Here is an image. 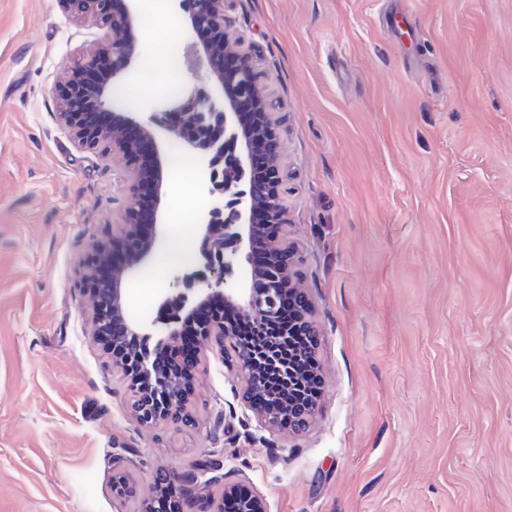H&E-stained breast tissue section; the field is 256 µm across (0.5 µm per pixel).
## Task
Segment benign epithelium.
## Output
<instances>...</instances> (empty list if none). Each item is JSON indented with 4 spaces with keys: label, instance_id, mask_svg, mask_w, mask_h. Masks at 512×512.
Masks as SVG:
<instances>
[{
    "label": "benign epithelium",
    "instance_id": "benign-epithelium-1",
    "mask_svg": "<svg viewBox=\"0 0 512 512\" xmlns=\"http://www.w3.org/2000/svg\"><path fill=\"white\" fill-rule=\"evenodd\" d=\"M188 13L189 28L203 33L202 47L208 77L219 89L214 95L196 88L189 94L159 106L153 112H131L112 104L113 88L120 85L142 55L137 37L139 0H58L62 11L98 25L100 35L82 57L65 67L60 88L63 124L83 148L108 145L115 159L129 167L132 202L118 236L101 242L82 264L86 291L92 300L93 335L112 351V364L124 381L130 398L139 401L147 414L138 415L150 427L154 422L184 421L198 371L197 360L208 350L224 351L235 336L216 316L204 327L200 343L188 356L180 355L182 335L193 314L212 300L234 306L245 324H260L278 305L296 316L294 332L313 337L320 332L312 318L311 302L298 288L294 267L295 249L287 241L288 218L280 206L281 151L276 120L264 91L251 85L254 73L249 55L239 40L229 36L231 21L224 0H170ZM176 131L190 145L205 168L200 191L209 200L198 215L200 267L186 269L166 289L156 316L149 322L130 315L125 286L136 270L154 254L163 236L159 209L167 195L165 168L157 143L156 128ZM263 215L270 233L264 243L272 288H256L255 270L229 284L241 257H249L257 245L256 212ZM153 224L145 237L140 227ZM257 355L237 351L232 364L241 374V399L261 428L284 427L293 433L307 429L318 400H306L299 390L323 386L322 375H301L288 369V399L269 412L267 394L258 380ZM220 464H192L178 475L158 474L156 488L196 505L204 487L213 489L203 512H224V501L246 486L230 471L217 474ZM238 512H269L267 500L258 493L238 500Z\"/></svg>",
    "mask_w": 512,
    "mask_h": 512
}]
</instances>
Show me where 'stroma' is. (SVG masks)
Segmentation results:
<instances>
[{
  "mask_svg": "<svg viewBox=\"0 0 512 512\" xmlns=\"http://www.w3.org/2000/svg\"><path fill=\"white\" fill-rule=\"evenodd\" d=\"M391 3L411 26L383 24ZM224 10L278 120L296 279L322 333L316 419L295 436L260 428L216 351L192 425L138 423L81 279L124 221L127 168L59 119L63 69L99 30L57 0H0V512H137L155 472L210 454L270 512H512V0ZM186 21L140 16L116 105L210 87ZM159 142L167 175L188 176V220L165 204L159 247L182 246L128 282L140 320L193 267L206 206L178 162L193 149Z\"/></svg>",
  "mask_w": 512,
  "mask_h": 512,
  "instance_id": "1",
  "label": "stroma"
}]
</instances>
